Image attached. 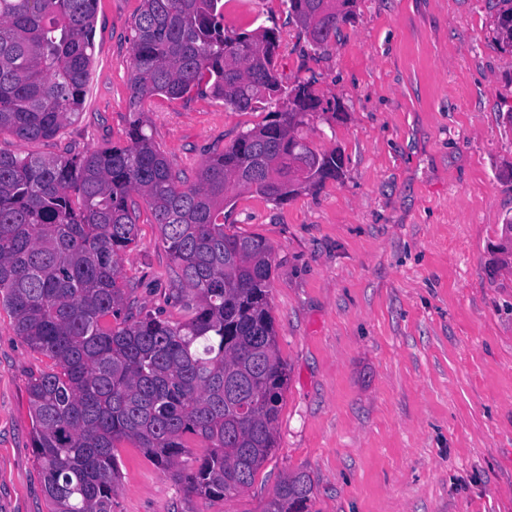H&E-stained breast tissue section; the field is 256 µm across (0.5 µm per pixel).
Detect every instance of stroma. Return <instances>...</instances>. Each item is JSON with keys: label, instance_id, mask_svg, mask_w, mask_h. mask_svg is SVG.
Here are the masks:
<instances>
[{"label": "stroma", "instance_id": "obj_1", "mask_svg": "<svg viewBox=\"0 0 512 512\" xmlns=\"http://www.w3.org/2000/svg\"><path fill=\"white\" fill-rule=\"evenodd\" d=\"M493 2L356 0L315 50L285 0H224L228 34H278L284 85L311 82L323 102L302 134L341 151L344 173L281 205L228 193L231 231L273 248L269 302L290 371L275 451L247 489L210 500L121 442L112 512H264L296 472L314 483L309 512H512V268L493 252L512 217V49L494 39ZM140 4L97 0L83 110L26 152L125 144ZM272 112L195 93L144 105L147 133L190 178ZM170 266L141 208L121 278L135 306L181 321ZM51 365L0 307V512H48L28 383Z\"/></svg>", "mask_w": 512, "mask_h": 512}]
</instances>
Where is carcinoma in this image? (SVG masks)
<instances>
[{"instance_id":"obj_1","label":"carcinoma","mask_w":512,"mask_h":512,"mask_svg":"<svg viewBox=\"0 0 512 512\" xmlns=\"http://www.w3.org/2000/svg\"><path fill=\"white\" fill-rule=\"evenodd\" d=\"M307 44L327 45L354 0H287ZM96 0H0V305L30 348L55 362L28 386L32 447L49 512H112L115 444L130 440L185 492L231 497L276 445L288 369L269 304L272 247L224 230L229 189L282 204L343 173L298 128L321 100L283 85L272 30L224 32V0H141L133 17L124 145L40 156L79 115L93 58ZM498 43L512 47V0H496ZM209 94L239 112L285 99L274 119L204 161L195 182L146 131L144 99ZM140 196L173 267L169 298L186 319L126 312L123 252L136 243ZM497 261L512 266V219ZM190 436L210 451L192 458ZM314 485L285 478L265 512H308Z\"/></svg>"}]
</instances>
